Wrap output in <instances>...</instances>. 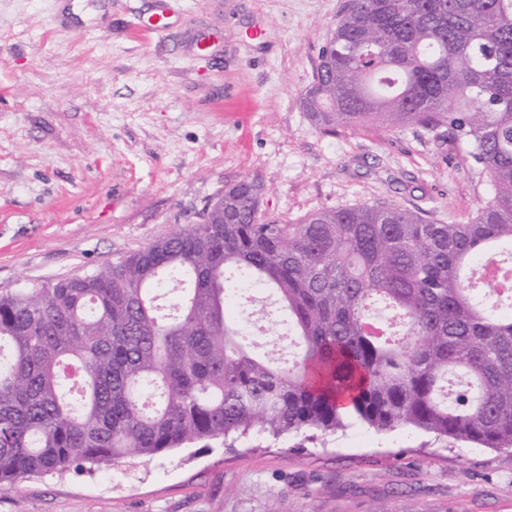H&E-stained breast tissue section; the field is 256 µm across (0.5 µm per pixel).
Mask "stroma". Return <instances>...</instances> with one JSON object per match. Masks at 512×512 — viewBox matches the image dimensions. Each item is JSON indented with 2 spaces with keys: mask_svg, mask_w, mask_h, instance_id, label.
<instances>
[{
  "mask_svg": "<svg viewBox=\"0 0 512 512\" xmlns=\"http://www.w3.org/2000/svg\"><path fill=\"white\" fill-rule=\"evenodd\" d=\"M349 0H0V291L198 221L226 184L294 221L356 204L468 221L487 182L417 126L300 107ZM168 15L159 34L134 16ZM264 37L251 39V29ZM512 512V448L357 424L0 487V512Z\"/></svg>",
  "mask_w": 512,
  "mask_h": 512,
  "instance_id": "35a3bbf8",
  "label": "stroma"
}]
</instances>
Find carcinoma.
Wrapping results in <instances>:
<instances>
[{
  "label": "carcinoma",
  "instance_id": "obj_1",
  "mask_svg": "<svg viewBox=\"0 0 512 512\" xmlns=\"http://www.w3.org/2000/svg\"><path fill=\"white\" fill-rule=\"evenodd\" d=\"M303 111L446 129L488 195L464 224L357 204L291 223L263 185L91 273L0 293V485L252 435L409 426L512 448V0H350ZM269 290L288 344L245 331Z\"/></svg>",
  "mask_w": 512,
  "mask_h": 512
}]
</instances>
